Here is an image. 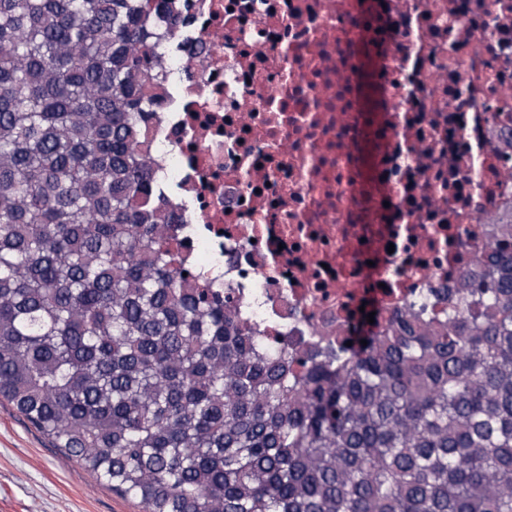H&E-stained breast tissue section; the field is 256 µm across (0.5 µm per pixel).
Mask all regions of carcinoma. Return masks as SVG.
<instances>
[{"label": "carcinoma", "mask_w": 512, "mask_h": 512, "mask_svg": "<svg viewBox=\"0 0 512 512\" xmlns=\"http://www.w3.org/2000/svg\"><path fill=\"white\" fill-rule=\"evenodd\" d=\"M171 0H0V398L145 512H512V215L448 314L265 345L150 197Z\"/></svg>", "instance_id": "1"}]
</instances>
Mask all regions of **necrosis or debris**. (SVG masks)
Masks as SVG:
<instances>
[{
    "instance_id": "necrosis-or-debris-1",
    "label": "necrosis or debris",
    "mask_w": 512,
    "mask_h": 512,
    "mask_svg": "<svg viewBox=\"0 0 512 512\" xmlns=\"http://www.w3.org/2000/svg\"><path fill=\"white\" fill-rule=\"evenodd\" d=\"M154 193L304 354L450 289L512 208V0H175Z\"/></svg>"
}]
</instances>
